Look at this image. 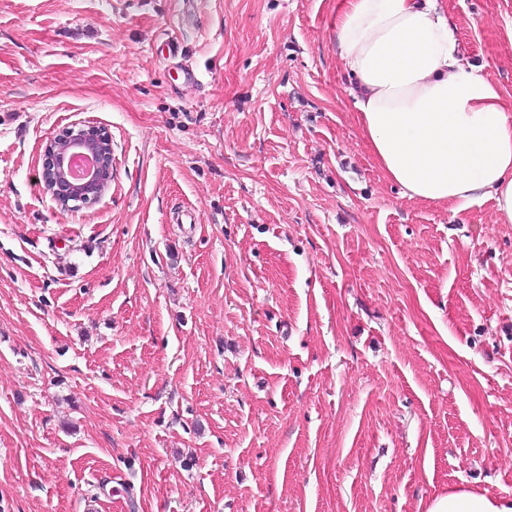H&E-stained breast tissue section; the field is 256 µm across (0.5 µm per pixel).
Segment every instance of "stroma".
<instances>
[{"label": "stroma", "instance_id": "obj_1", "mask_svg": "<svg viewBox=\"0 0 512 512\" xmlns=\"http://www.w3.org/2000/svg\"><path fill=\"white\" fill-rule=\"evenodd\" d=\"M338 3L0 0V512L512 501V224L386 180ZM445 3L512 92V0ZM75 123L112 185L71 211ZM70 151L95 157V166L82 179H74L68 173L65 156ZM41 175L44 189L61 208L79 209L97 202L111 185V136L93 124L65 127L45 143Z\"/></svg>", "mask_w": 512, "mask_h": 512}]
</instances>
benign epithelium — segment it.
Instances as JSON below:
<instances>
[{"label":"benign epithelium","instance_id":"7a95c632","mask_svg":"<svg viewBox=\"0 0 512 512\" xmlns=\"http://www.w3.org/2000/svg\"><path fill=\"white\" fill-rule=\"evenodd\" d=\"M112 179V139L93 124H75L49 139L42 152L44 189L62 208L93 204Z\"/></svg>","mask_w":512,"mask_h":512}]
</instances>
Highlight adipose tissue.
I'll return each instance as SVG.
<instances>
[{
	"mask_svg": "<svg viewBox=\"0 0 512 512\" xmlns=\"http://www.w3.org/2000/svg\"><path fill=\"white\" fill-rule=\"evenodd\" d=\"M336 50L355 119L386 179L411 200L460 212L489 198L512 224V94L465 60L441 0H342ZM425 512H512L464 487Z\"/></svg>",
	"mask_w": 512,
	"mask_h": 512,
	"instance_id": "adipose-tissue-1",
	"label": "adipose tissue"
}]
</instances>
